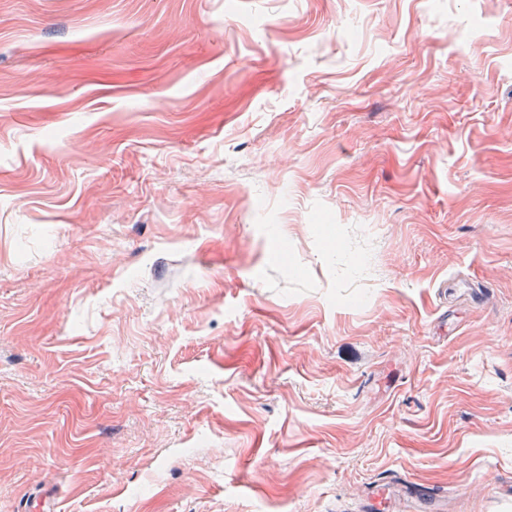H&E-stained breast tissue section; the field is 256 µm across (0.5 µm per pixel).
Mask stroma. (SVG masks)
<instances>
[{"mask_svg":"<svg viewBox=\"0 0 512 512\" xmlns=\"http://www.w3.org/2000/svg\"><path fill=\"white\" fill-rule=\"evenodd\" d=\"M512 512V0H0V512ZM360 502L361 512H376L386 505L394 511L404 507L412 512H443L445 495L427 484L395 477L366 484Z\"/></svg>","mask_w":512,"mask_h":512,"instance_id":"stroma-1","label":"stroma"}]
</instances>
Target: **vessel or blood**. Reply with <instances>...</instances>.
Here are the masks:
<instances>
[{"label":"vessel or blood","instance_id":"1","mask_svg":"<svg viewBox=\"0 0 512 512\" xmlns=\"http://www.w3.org/2000/svg\"><path fill=\"white\" fill-rule=\"evenodd\" d=\"M360 502V512H379L384 506L393 512H442L445 496L429 485L395 477L366 484Z\"/></svg>","mask_w":512,"mask_h":512}]
</instances>
